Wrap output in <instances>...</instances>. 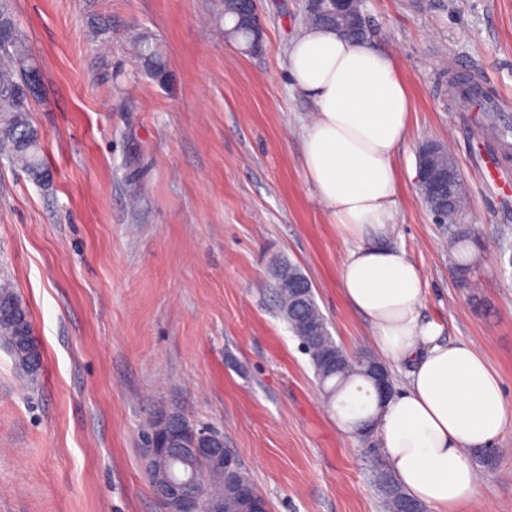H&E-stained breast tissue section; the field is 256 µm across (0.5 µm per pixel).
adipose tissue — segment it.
<instances>
[{"label": "adipose tissue", "mask_w": 512, "mask_h": 512, "mask_svg": "<svg viewBox=\"0 0 512 512\" xmlns=\"http://www.w3.org/2000/svg\"><path fill=\"white\" fill-rule=\"evenodd\" d=\"M288 74L315 117L304 132V173L341 237L348 304L365 315L379 351L412 366L409 382L381 408L376 431L403 489L430 512L475 499L468 453L512 427L501 381L467 342L442 341L423 320L425 281L404 251L378 245L392 224L394 156L408 128L410 100L393 57L336 31L310 27L288 51Z\"/></svg>", "instance_id": "obj_1"}]
</instances>
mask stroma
<instances>
[{"mask_svg": "<svg viewBox=\"0 0 512 512\" xmlns=\"http://www.w3.org/2000/svg\"><path fill=\"white\" fill-rule=\"evenodd\" d=\"M10 2L40 77L29 108L49 179L0 154V273L43 356L31 381L0 346V512H161L141 435L169 407L223 433L270 512H383L376 435L327 404L268 286L273 264H297L336 342L374 350L339 286L348 245L303 172L314 112L287 59L308 0H256L255 51L225 38L218 0ZM363 17L411 100L380 242L421 270L423 319L473 344L512 406V277L499 261L512 256V166L497 183L484 175L497 145L450 84L470 60L491 96L512 99V0H363ZM142 33L166 80L136 69ZM428 142L449 147L468 186L474 292L415 183ZM470 461L478 495L456 512H512V429L491 460Z\"/></svg>", "mask_w": 512, "mask_h": 512, "instance_id": "obj_1", "label": "stroma"}]
</instances>
